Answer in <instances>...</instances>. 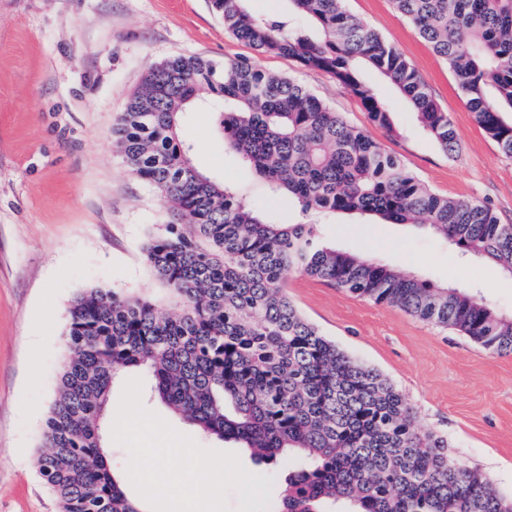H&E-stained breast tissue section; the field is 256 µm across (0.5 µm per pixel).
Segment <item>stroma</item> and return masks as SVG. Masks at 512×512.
I'll list each match as a JSON object with an SVG mask.
<instances>
[{"instance_id": "1", "label": "stroma", "mask_w": 512, "mask_h": 512, "mask_svg": "<svg viewBox=\"0 0 512 512\" xmlns=\"http://www.w3.org/2000/svg\"><path fill=\"white\" fill-rule=\"evenodd\" d=\"M345 7L415 69L453 123L454 152L427 134L377 72L364 70L363 78L391 104L389 130L371 124L331 75L259 53L228 32L210 0H0V512H58L35 459L73 297L104 287L145 294L162 310L171 305L141 253L147 234L168 223V207L112 144V125L150 66L180 54L219 64L244 57L292 76L350 124L367 128L432 192L487 203L500 223L512 224V157L476 123L447 64L392 0H345ZM181 138L200 171L245 189L276 221H301L287 200L266 199L253 172L225 151L211 109L185 113ZM311 221L336 249L470 288L512 312V277L485 261H463L439 237L347 214ZM288 295L339 349L389 379L413 408L418 429L443 436L457 462L512 492V356L306 276L290 279ZM132 378L143 385L146 409L202 448L237 453L253 470L246 453L206 438L152 398L145 370L115 377L112 408Z\"/></svg>"}]
</instances>
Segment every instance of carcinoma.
I'll use <instances>...</instances> for the list:
<instances>
[{
	"label": "carcinoma",
	"instance_id": "obj_1",
	"mask_svg": "<svg viewBox=\"0 0 512 512\" xmlns=\"http://www.w3.org/2000/svg\"><path fill=\"white\" fill-rule=\"evenodd\" d=\"M248 0H211L224 27L264 54L331 74L369 121L391 125L383 98L361 76L381 74L447 151L448 113L380 33L343 0H286L260 17ZM441 57L476 122L512 156V0H392ZM301 16L310 30L291 25ZM204 94L226 150L299 212L357 214L414 224L461 255L512 276V224L474 200L422 185L365 130L306 87L246 59L217 66L172 57L151 67L113 139L130 172L166 201L171 220L149 234L143 260L173 299L94 287L71 300L67 357L36 460L59 512H143L112 473L101 420L113 379L143 368L152 393L203 434L250 450L254 465L284 474L275 512H512L505 494L448 455L447 439L415 428L405 397L380 372L348 357L288 296L301 274L442 327L497 356L512 355V315L466 288L442 286L319 242L313 225L261 216L236 187L200 172L180 119Z\"/></svg>",
	"mask_w": 512,
	"mask_h": 512
}]
</instances>
